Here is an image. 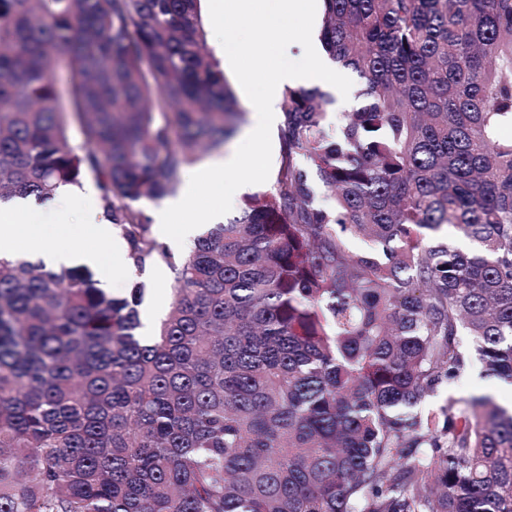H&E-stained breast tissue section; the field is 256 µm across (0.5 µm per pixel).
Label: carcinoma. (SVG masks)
Listing matches in <instances>:
<instances>
[{"label": "carcinoma", "mask_w": 512, "mask_h": 512, "mask_svg": "<svg viewBox=\"0 0 512 512\" xmlns=\"http://www.w3.org/2000/svg\"><path fill=\"white\" fill-rule=\"evenodd\" d=\"M322 3L356 108L286 88L273 188L177 257L136 203L242 119L201 0H0V205L91 176L174 281L145 336L144 282L0 258V512H512V404L427 403L512 384V0ZM492 394L500 402H510L512 398V386L494 377L482 374L478 363H474L459 378L448 384V387L437 398L429 399L430 402L440 403L447 396L455 398H467L471 395Z\"/></svg>", "instance_id": "cac0c4a2"}]
</instances>
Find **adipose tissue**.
<instances>
[{"instance_id":"ef3b65f1","label":"adipose tissue","mask_w":512,"mask_h":512,"mask_svg":"<svg viewBox=\"0 0 512 512\" xmlns=\"http://www.w3.org/2000/svg\"><path fill=\"white\" fill-rule=\"evenodd\" d=\"M85 204L83 196L64 188L46 212L26 201L0 208V255L39 259L50 268L100 266L122 275L127 267L125 241Z\"/></svg>"}]
</instances>
